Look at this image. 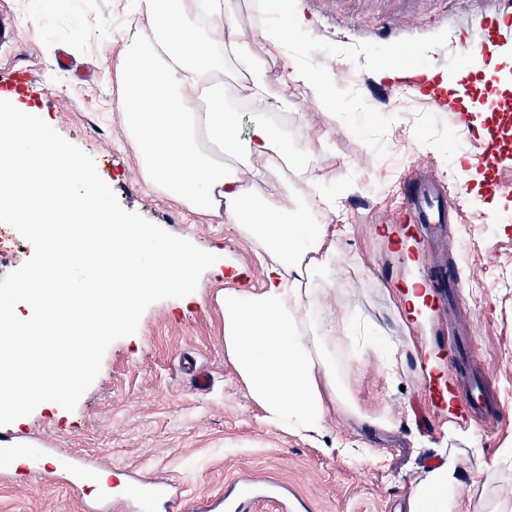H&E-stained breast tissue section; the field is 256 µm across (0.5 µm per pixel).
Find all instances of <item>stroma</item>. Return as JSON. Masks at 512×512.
<instances>
[{
  "label": "stroma",
  "mask_w": 512,
  "mask_h": 512,
  "mask_svg": "<svg viewBox=\"0 0 512 512\" xmlns=\"http://www.w3.org/2000/svg\"><path fill=\"white\" fill-rule=\"evenodd\" d=\"M302 8L309 25L296 36L299 61L313 74L334 75L330 110L310 91L284 84L288 58L256 37L252 0H239L236 19L252 35L253 53L266 60L270 84L289 100L288 137L309 152V177L336 198L323 223L351 227L320 283L316 317L330 322L346 311L398 343L404 359L397 378H388L375 351L356 356L341 346L363 419L330 415L313 441L266 424L224 348L220 307L224 289L263 288L265 265L232 225L202 220L145 186L112 108V62L134 32L124 0H86L79 11L65 0L49 21L44 0H0L19 32L0 63L25 75L19 83L0 80V92L11 93L13 105L35 108L91 155L125 210L217 257L193 293L151 304L137 332L108 347L74 410L46 402L12 427L43 434L59 453L103 469L176 480L182 499L174 512L220 499L246 472L283 484L292 512H408L413 489L451 453L460 461L462 497L512 493V465L500 460L512 448V200L489 193L470 144L452 135L453 113L417 88L377 76L389 65H433L451 78L464 68L481 78L490 64L512 73V43H489L467 59L451 49L452 40L477 34L485 12L512 10V0H302ZM380 168L388 181L378 180ZM422 170L441 177L458 209L438 244L391 221ZM432 249L457 264L461 305L415 314L405 299L413 260ZM452 322L470 326L479 353L474 373L497 404L495 420L462 423L459 439L441 422L425 381L447 371L448 348L437 332ZM378 413L391 425L371 424ZM96 495L92 486L17 471L0 479V512H88Z\"/></svg>",
  "instance_id": "stroma-1"
}]
</instances>
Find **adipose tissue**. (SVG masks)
I'll return each instance as SVG.
<instances>
[{
    "label": "adipose tissue",
    "instance_id": "adipose-tissue-1",
    "mask_svg": "<svg viewBox=\"0 0 512 512\" xmlns=\"http://www.w3.org/2000/svg\"><path fill=\"white\" fill-rule=\"evenodd\" d=\"M258 35L279 51L308 20L298 5L256 0ZM142 29L115 58L113 102L137 151L143 180L199 216L224 219L268 258L259 292L225 289L224 346L264 420L313 437L330 411L355 412L336 358L341 338L374 348L388 375L403 360L398 346L345 314L315 318L318 279L332 268L335 230L308 219L310 201L288 202V175L304 162L273 117L288 99L274 91L251 38L235 22L238 0H127ZM282 14L280 22L271 17ZM243 82L242 112L224 96L226 75ZM460 466L449 457L411 495V512H512V498L493 506L458 494Z\"/></svg>",
    "mask_w": 512,
    "mask_h": 512
}]
</instances>
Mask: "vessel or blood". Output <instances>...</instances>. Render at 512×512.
I'll use <instances>...</instances> for the list:
<instances>
[{"mask_svg":"<svg viewBox=\"0 0 512 512\" xmlns=\"http://www.w3.org/2000/svg\"><path fill=\"white\" fill-rule=\"evenodd\" d=\"M484 35L471 40H460L453 46L459 57L469 56L483 48L484 39L499 38L512 41V13L492 10L484 16ZM471 79L461 74L457 84L450 88L432 84L429 95L446 104L449 111L458 113L463 121L457 127L461 139L477 141L480 145L479 163L492 177V188L501 196L511 197L512 187L502 176L512 169V98H503L496 112L483 121H476L474 112L477 101L470 92ZM408 221L418 235L425 237L442 235L448 222V197L441 181L427 173L417 180L408 192L405 202ZM422 280L430 282L432 301L441 308L458 305L461 283L455 280L449 268L441 262L426 267ZM448 346L450 382L430 387L429 394L435 403L451 407L474 416H485L489 399L483 382L478 381L472 365L476 357L469 336L457 326H450L444 338ZM0 445L12 448L14 460H23L31 470L42 474L68 476L76 484L96 483L100 471L78 456L63 457L39 437L31 435L0 436ZM102 500L121 512L126 505L135 506L137 512H157L159 506H172L178 499L177 484L170 478L139 477L123 473L119 493L104 492ZM258 500L254 480L242 479L238 493L224 501V512H252Z\"/></svg>","mask_w":512,"mask_h":512,"instance_id":"b4317fda","label":"vessel or blood"}]
</instances>
